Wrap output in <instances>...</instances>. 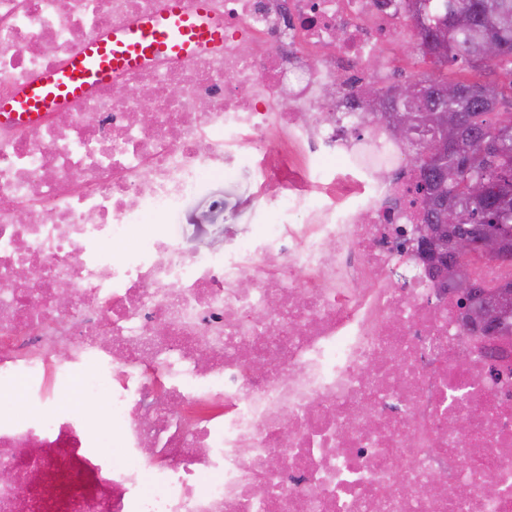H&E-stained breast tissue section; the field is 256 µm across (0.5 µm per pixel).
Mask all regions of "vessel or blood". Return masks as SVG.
I'll list each match as a JSON object with an SVG mask.
<instances>
[{
  "instance_id": "obj_1",
  "label": "vessel or blood",
  "mask_w": 512,
  "mask_h": 512,
  "mask_svg": "<svg viewBox=\"0 0 512 512\" xmlns=\"http://www.w3.org/2000/svg\"><path fill=\"white\" fill-rule=\"evenodd\" d=\"M224 44V23L215 19L208 0L187 10L183 0H164L161 12L133 27L91 40L62 68L20 95L0 100V122L34 121L44 112L108 83L120 73L164 56L182 58Z\"/></svg>"
}]
</instances>
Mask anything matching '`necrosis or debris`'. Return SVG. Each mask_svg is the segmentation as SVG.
I'll return each mask as SVG.
<instances>
[{"label": "necrosis or debris", "mask_w": 512, "mask_h": 512, "mask_svg": "<svg viewBox=\"0 0 512 512\" xmlns=\"http://www.w3.org/2000/svg\"><path fill=\"white\" fill-rule=\"evenodd\" d=\"M163 3L0 0V99ZM209 8L223 50L0 125V512H512V338L428 275L409 146L359 95L405 0ZM242 161L258 235L203 256L156 227Z\"/></svg>", "instance_id": "necrosis-or-debris-1"}]
</instances>
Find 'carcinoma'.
Instances as JSON below:
<instances>
[{
	"instance_id": "cac0c4a2",
	"label": "carcinoma",
	"mask_w": 512,
	"mask_h": 512,
	"mask_svg": "<svg viewBox=\"0 0 512 512\" xmlns=\"http://www.w3.org/2000/svg\"><path fill=\"white\" fill-rule=\"evenodd\" d=\"M408 10L419 36L412 51L430 58L434 71L414 81L412 96L388 90L381 101L402 100L423 126L448 118V153L418 170L431 204L425 223H441L452 207L467 226L512 225V0H409ZM450 66L488 76L450 80ZM479 258L477 249L463 260L448 254V287L483 299L484 289L462 273Z\"/></svg>"
}]
</instances>
